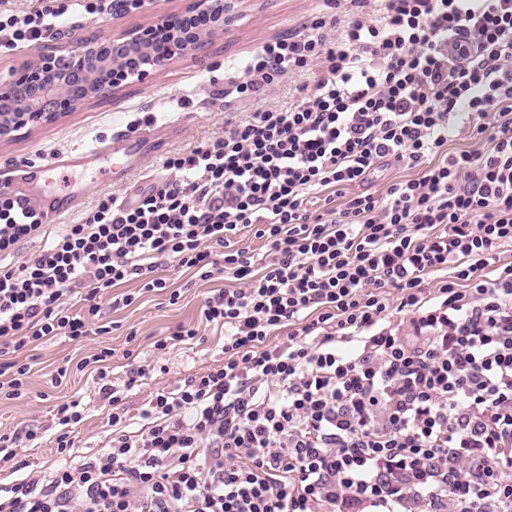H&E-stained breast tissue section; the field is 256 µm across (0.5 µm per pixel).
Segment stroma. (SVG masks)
I'll return each instance as SVG.
<instances>
[{"label": "stroma", "mask_w": 512, "mask_h": 512, "mask_svg": "<svg viewBox=\"0 0 512 512\" xmlns=\"http://www.w3.org/2000/svg\"><path fill=\"white\" fill-rule=\"evenodd\" d=\"M325 10L323 0H229L224 33L213 40L206 54L177 59L153 78L132 82L115 98L82 104L55 123L24 129L13 139L0 141V174L17 177L27 166L48 162L57 153L111 137L121 129H144L160 122L181 123V136L172 146L176 152L223 136L225 121L249 109L248 104L225 97L226 73L239 70L263 44L300 30ZM114 28V19L106 14H66L39 43L0 51V74L33 57L38 49H72ZM160 272L180 289L177 304H169L163 295L140 292L138 284H124L121 292L136 296L130 306L116 310L111 297L101 300L106 319L113 324L110 332L93 331L79 342L57 337L20 352V360L31 365L27 394L18 400L0 399V433L29 426L40 428L42 437L20 441L15 458H0V490H10L36 471L82 463L108 445L110 408L95 389V368H80L82 359L100 349H112L108 375L123 391L127 414L135 423L158 390L223 364L224 337L206 324L201 306L212 290L225 286L224 277L203 281L169 260ZM181 324L198 328L200 341L155 350L158 336ZM62 366L67 375L55 381ZM137 368L144 369V376L131 379V370ZM75 399L81 403L82 420L73 428V448L61 455L53 443L58 430L54 414L57 404Z\"/></svg>", "instance_id": "35a3bbf8"}]
</instances>
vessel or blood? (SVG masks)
Wrapping results in <instances>:
<instances>
[{"mask_svg":"<svg viewBox=\"0 0 512 512\" xmlns=\"http://www.w3.org/2000/svg\"><path fill=\"white\" fill-rule=\"evenodd\" d=\"M174 126L163 123L151 125L145 130L115 133L104 144L51 158L48 163L29 169L24 188L7 184V191L18 192L20 197L38 206L48 219L69 213L86 193L88 184L85 174L115 183L127 182L138 160L145 154L146 139L157 141L175 138Z\"/></svg>","mask_w":512,"mask_h":512,"instance_id":"obj_1","label":"vessel or blood"}]
</instances>
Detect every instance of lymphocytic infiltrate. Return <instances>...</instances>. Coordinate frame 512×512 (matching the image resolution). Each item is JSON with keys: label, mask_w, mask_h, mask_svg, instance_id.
Returning a JSON list of instances; mask_svg holds the SVG:
<instances>
[{"label": "lymphocytic infiltrate", "mask_w": 512, "mask_h": 512, "mask_svg": "<svg viewBox=\"0 0 512 512\" xmlns=\"http://www.w3.org/2000/svg\"><path fill=\"white\" fill-rule=\"evenodd\" d=\"M112 2L0 9V47ZM359 2L325 0L345 11L337 45L323 17L264 44L229 82L258 103L244 122L168 157L170 179L135 206L101 197L34 259L20 246L44 216L0 190L7 399L26 393L17 353L87 336L111 288L136 281L177 304L160 260L235 282L202 305L224 330L222 366L157 391L134 429L102 367L111 349L92 355L107 450L16 484L0 512H512V0H381L375 23ZM310 65V95L260 105ZM462 129L488 150H449ZM389 164L418 175L362 192ZM346 189L332 218L310 209ZM245 228L262 257L236 247ZM393 311L424 336H400Z\"/></svg>", "instance_id": "obj_1"}]
</instances>
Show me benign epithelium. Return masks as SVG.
<instances>
[{
	"instance_id": "7a95c632",
	"label": "benign epithelium",
	"mask_w": 512,
	"mask_h": 512,
	"mask_svg": "<svg viewBox=\"0 0 512 512\" xmlns=\"http://www.w3.org/2000/svg\"><path fill=\"white\" fill-rule=\"evenodd\" d=\"M188 16L213 17L218 22L203 28L187 43L177 25ZM224 33V0H188L185 9L166 23L131 26L106 38L110 56L95 54L86 41L66 55L42 51L12 67L0 77V138L35 125L53 123L90 101L111 99L128 80L143 82L170 61L203 51Z\"/></svg>"
}]
</instances>
